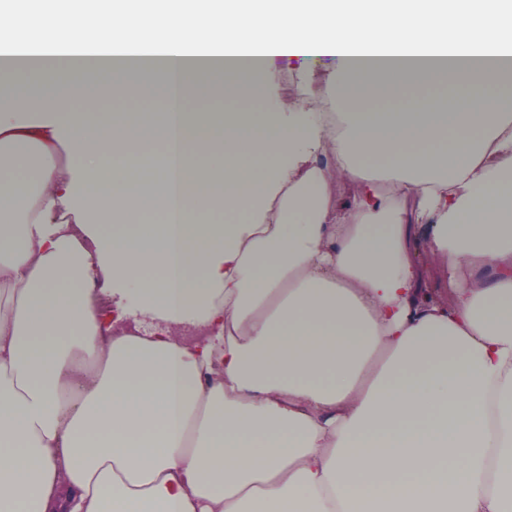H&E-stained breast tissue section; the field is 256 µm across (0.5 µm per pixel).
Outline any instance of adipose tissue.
Instances as JSON below:
<instances>
[{
    "mask_svg": "<svg viewBox=\"0 0 512 512\" xmlns=\"http://www.w3.org/2000/svg\"><path fill=\"white\" fill-rule=\"evenodd\" d=\"M63 19L69 42L22 45L43 14L0 7V55L133 57L165 110L87 128L105 97L136 105L123 66L0 81V512H512V70L492 62L512 0H80ZM271 25L262 65L189 60ZM295 50L337 61L303 111L190 112L184 74L257 99ZM430 86L456 101L423 106ZM383 90L409 106L375 111ZM154 139L165 168L128 164ZM422 224L474 272L448 295L410 260Z\"/></svg>",
    "mask_w": 512,
    "mask_h": 512,
    "instance_id": "adipose-tissue-1",
    "label": "adipose tissue"
}]
</instances>
